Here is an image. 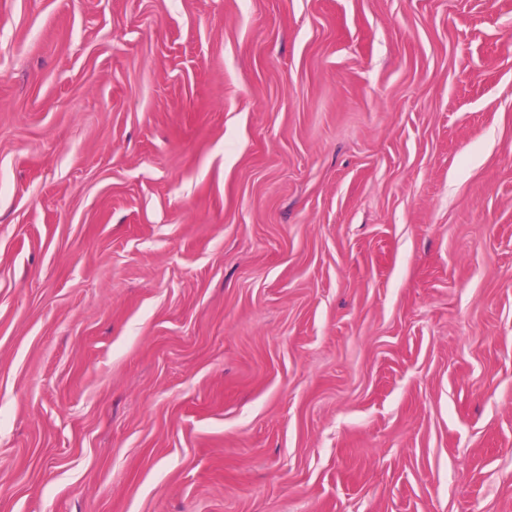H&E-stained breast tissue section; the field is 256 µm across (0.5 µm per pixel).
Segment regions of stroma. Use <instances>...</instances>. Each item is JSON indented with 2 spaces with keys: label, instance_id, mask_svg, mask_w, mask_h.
<instances>
[{
  "label": "stroma",
  "instance_id": "stroma-1",
  "mask_svg": "<svg viewBox=\"0 0 512 512\" xmlns=\"http://www.w3.org/2000/svg\"><path fill=\"white\" fill-rule=\"evenodd\" d=\"M0 512H512V0H0Z\"/></svg>",
  "mask_w": 512,
  "mask_h": 512
}]
</instances>
